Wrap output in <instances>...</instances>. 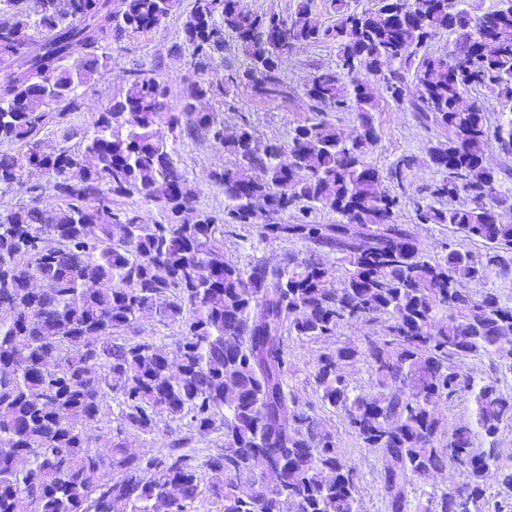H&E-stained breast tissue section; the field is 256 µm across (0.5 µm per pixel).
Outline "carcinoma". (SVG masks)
<instances>
[{
  "label": "carcinoma",
  "mask_w": 512,
  "mask_h": 512,
  "mask_svg": "<svg viewBox=\"0 0 512 512\" xmlns=\"http://www.w3.org/2000/svg\"><path fill=\"white\" fill-rule=\"evenodd\" d=\"M12 21L0 25V187L25 167L52 181V204L34 187L29 203L0 212V512H198L205 498L223 512H361L354 472L336 436L299 409L288 390L283 336L328 338L354 318H386L389 339L365 341V357L382 390L355 393L340 365L352 346L322 355L315 372L321 398L383 463L388 512H407L406 487L453 464L466 482L434 497L419 512H463L484 495L491 469L512 490V468L498 465L496 438L512 421V392L477 378L457 362L485 355L512 370V306L488 291L474 299L460 285L512 273V190L485 165L497 145L512 151V5L473 16L467 0H380L374 12L350 10L328 27L310 19L308 0L295 16L252 15L233 0H195L183 25L194 65L206 68L237 35L253 67L226 77L261 96H286L279 67L303 46L336 44L334 70H317L316 112L354 110L353 136L320 119L296 127L288 145H254L248 123L234 132L197 102L224 94V85H193L178 112L166 85L150 73L97 113L92 129L68 117L81 107L80 87L109 68L102 43L147 32L179 0H0ZM43 34L31 51V33ZM441 31L456 35L449 52L427 50ZM487 53L470 57L482 32ZM365 70L383 78L390 98L409 102L423 124L451 132L428 150L447 171L427 188L431 198L470 200L467 206L417 205L424 224H448L484 243L482 253L450 249L431 258L396 222L399 199L383 188L368 162L377 142L374 99L344 76ZM415 95L406 99V73ZM482 98L462 104L471 90ZM57 98L44 110L46 94ZM500 114L488 124L485 103ZM53 125L63 146L36 139ZM199 134L233 163L211 172L224 188V219L200 209L169 147L176 132ZM80 137L79 147L66 142ZM248 181L268 214L298 212L295 224H261L254 202L239 195ZM153 203L162 220L112 210L115 197ZM336 224L309 219L318 208ZM257 228L258 240L307 244L285 267L251 256L224 258V229ZM43 234L54 242L44 252ZM341 255L335 276L321 253ZM177 324L168 349L133 335L143 321ZM473 419L435 444V408L463 394ZM117 399L120 426L106 452L90 447L107 399ZM170 417L199 435L221 431L224 443L204 459L185 451L190 438L155 454L127 451L128 435L154 434ZM489 447L473 454L476 438ZM120 477L115 479L112 472Z\"/></svg>",
  "instance_id": "obj_1"
}]
</instances>
